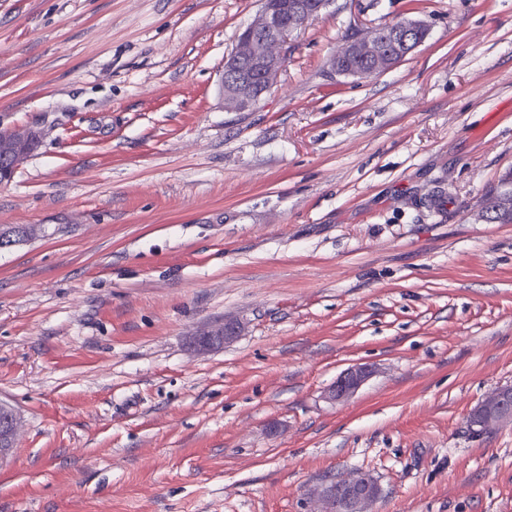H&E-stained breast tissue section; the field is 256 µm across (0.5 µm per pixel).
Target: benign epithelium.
<instances>
[{"instance_id":"benign-epithelium-1","label":"benign epithelium","mask_w":512,"mask_h":512,"mask_svg":"<svg viewBox=\"0 0 512 512\" xmlns=\"http://www.w3.org/2000/svg\"><path fill=\"white\" fill-rule=\"evenodd\" d=\"M309 19L298 9L288 13V26L268 9L261 10L253 22L238 37L234 50L224 60L220 80L224 109L241 111L257 105L276 84L286 64L284 47L290 38L308 24ZM355 55L376 62L373 74H382L403 61L387 51L379 29L367 27L347 41L330 59L332 71L338 60ZM41 133L35 128L0 130V162L8 164L9 173L26 156V147L39 142ZM238 327L226 324L214 333L198 339V346L213 348L234 338ZM368 366L357 365L344 371L329 390V399L344 401L350 398L370 378ZM512 424V385L497 388L488 394L469 413L466 425L472 435L482 437L494 427ZM19 429L17 413H11L8 429L0 428V460L8 456ZM381 495L378 481L369 474L356 472L338 480H329L316 490L321 512H366V506Z\"/></svg>"}]
</instances>
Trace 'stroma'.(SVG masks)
<instances>
[{
  "label": "stroma",
  "instance_id": "obj_1",
  "mask_svg": "<svg viewBox=\"0 0 512 512\" xmlns=\"http://www.w3.org/2000/svg\"><path fill=\"white\" fill-rule=\"evenodd\" d=\"M260 7L0 0V130L43 132L0 183L41 229L0 251V512H306L356 471L372 512H512V426L466 427L512 385V223L476 218L512 179V0H333L228 112ZM404 18L397 66L330 72ZM398 23L399 22L395 24L378 25L381 26L380 31L378 28L373 27L362 29L360 33L348 40L330 59L331 70L336 74L343 75L337 71V63L338 60L345 55H355L363 58H349L341 64V68L344 71L362 70L352 73L350 75L352 77L366 78L379 75L395 67L419 46L417 44L424 42L428 35V29H426V27L410 32L408 39L413 41V47L403 57L396 59V55L390 54L387 51L383 38H385L390 45L399 43L404 34L396 31L395 25ZM364 59L376 62L377 69L375 70V63ZM372 70L374 71L371 73L363 72ZM372 370L368 366L357 365L344 371L329 390L331 401H344L350 398L370 378Z\"/></svg>",
  "mask_w": 512,
  "mask_h": 512
}]
</instances>
